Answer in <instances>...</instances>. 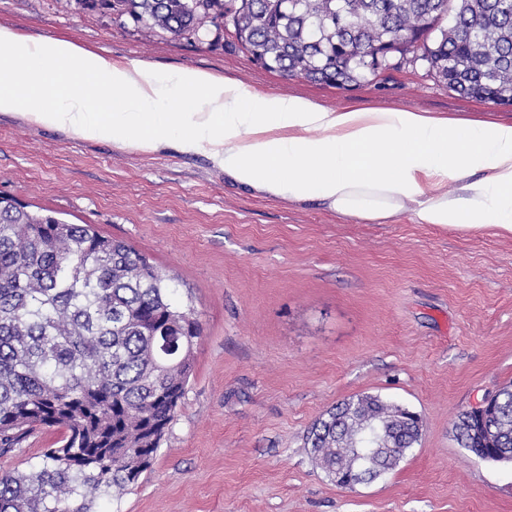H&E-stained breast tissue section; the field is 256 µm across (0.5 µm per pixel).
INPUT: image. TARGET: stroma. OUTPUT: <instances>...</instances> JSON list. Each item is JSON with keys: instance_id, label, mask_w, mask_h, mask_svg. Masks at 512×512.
Listing matches in <instances>:
<instances>
[{"instance_id": "obj_1", "label": "stroma", "mask_w": 512, "mask_h": 512, "mask_svg": "<svg viewBox=\"0 0 512 512\" xmlns=\"http://www.w3.org/2000/svg\"><path fill=\"white\" fill-rule=\"evenodd\" d=\"M0 27L142 62L200 68L329 108L411 109L512 122L423 69L348 90L287 79L238 51L144 41L133 22L67 12L58 0H0ZM120 238L173 277L203 332L193 372L152 465L96 512H512V466L460 448L456 416L512 383V235L336 216L263 198L201 154L79 140L0 112V192ZM371 393L423 419L399 466L336 486L305 446L337 402ZM60 431L0 455L24 472Z\"/></svg>"}]
</instances>
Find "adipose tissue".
Listing matches in <instances>:
<instances>
[{"mask_svg":"<svg viewBox=\"0 0 512 512\" xmlns=\"http://www.w3.org/2000/svg\"><path fill=\"white\" fill-rule=\"evenodd\" d=\"M103 85L117 107L88 111L86 100ZM166 85L188 96L178 111L155 109ZM21 107L31 122L76 139L149 150L176 141L261 196L317 200L344 218L381 224L406 215L417 224L489 225L512 235V123L331 110L197 69L164 77L69 41L0 28V112ZM452 182L458 191H449Z\"/></svg>","mask_w":512,"mask_h":512,"instance_id":"obj_1","label":"adipose tissue"}]
</instances>
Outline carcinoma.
<instances>
[{
  "instance_id": "cac0c4a2",
  "label": "carcinoma",
  "mask_w": 512,
  "mask_h": 512,
  "mask_svg": "<svg viewBox=\"0 0 512 512\" xmlns=\"http://www.w3.org/2000/svg\"><path fill=\"white\" fill-rule=\"evenodd\" d=\"M106 9L146 39L200 43L230 20L224 47L284 77L346 89L414 62L450 90L512 105V0H59ZM202 325L170 279L127 242L0 192V455L36 429L62 437L26 473L0 474V512H93L138 482L174 418ZM461 447L512 462V384L481 417L454 422ZM422 426L404 407L355 395L326 410L305 445L337 486L394 470Z\"/></svg>"
}]
</instances>
